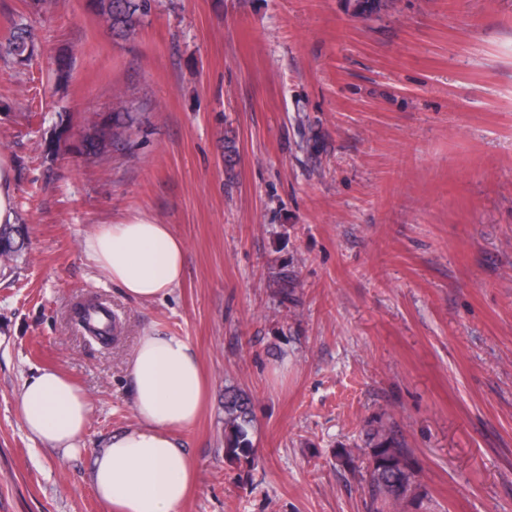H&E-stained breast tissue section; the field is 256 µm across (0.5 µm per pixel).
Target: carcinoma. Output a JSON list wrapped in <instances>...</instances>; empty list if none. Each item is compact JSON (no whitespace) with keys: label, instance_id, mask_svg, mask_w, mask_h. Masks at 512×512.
<instances>
[{"label":"carcinoma","instance_id":"1","mask_svg":"<svg viewBox=\"0 0 512 512\" xmlns=\"http://www.w3.org/2000/svg\"><path fill=\"white\" fill-rule=\"evenodd\" d=\"M93 12L107 23V31L115 38L130 40L137 27L156 7V0H89ZM387 7L386 0H354L353 13L369 16ZM36 50L35 34L23 21L12 22L9 35L0 42V56L16 63ZM54 81L58 86L67 83L70 65L65 55L54 58ZM136 117L133 112L114 113L92 125L78 153L98 156L106 145L114 146L127 139ZM24 227L21 224L0 225V254L4 266L16 260L23 249ZM252 410L249 398L235 390L224 392V455L230 460H248L253 456L249 437ZM367 447L358 449L360 455L348 450L339 454L346 465L355 464L359 456L367 459V478L364 507L366 512H408L421 507L424 494L411 450L400 430L394 425L379 424L369 429Z\"/></svg>","mask_w":512,"mask_h":512}]
</instances>
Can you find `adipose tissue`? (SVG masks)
I'll return each instance as SVG.
<instances>
[{"instance_id":"1","label":"adipose tissue","mask_w":512,"mask_h":512,"mask_svg":"<svg viewBox=\"0 0 512 512\" xmlns=\"http://www.w3.org/2000/svg\"><path fill=\"white\" fill-rule=\"evenodd\" d=\"M83 251L107 281L141 302L164 299L182 280V241L146 214L99 225ZM128 372L135 422L95 448L92 487L108 512H180L197 470L178 432L196 422L208 395L198 357L184 337L151 330L132 351ZM18 406L32 439L69 457L83 452L91 403L63 372L32 373Z\"/></svg>"}]
</instances>
